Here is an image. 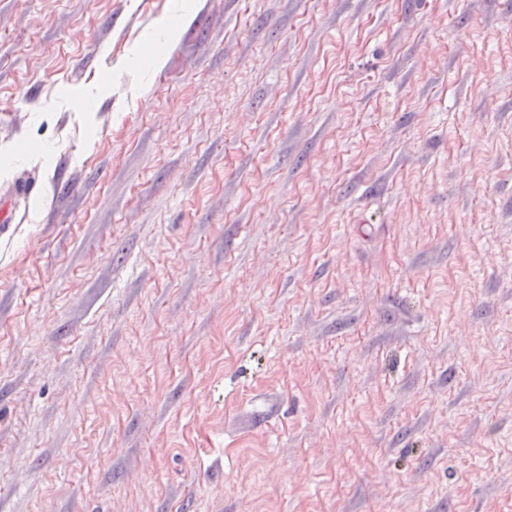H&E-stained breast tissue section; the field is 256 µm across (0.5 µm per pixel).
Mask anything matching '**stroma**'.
<instances>
[{"label": "stroma", "mask_w": 512, "mask_h": 512, "mask_svg": "<svg viewBox=\"0 0 512 512\" xmlns=\"http://www.w3.org/2000/svg\"><path fill=\"white\" fill-rule=\"evenodd\" d=\"M4 197L0 512H512V0H0Z\"/></svg>", "instance_id": "obj_1"}]
</instances>
